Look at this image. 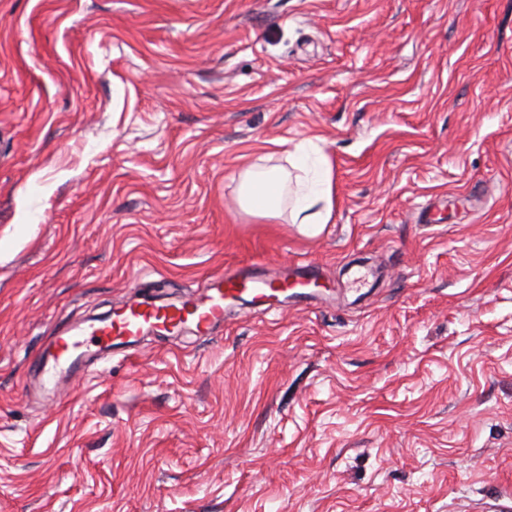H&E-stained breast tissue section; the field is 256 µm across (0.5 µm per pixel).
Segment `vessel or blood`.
<instances>
[{
	"instance_id": "vessel-or-blood-1",
	"label": "vessel or blood",
	"mask_w": 512,
	"mask_h": 512,
	"mask_svg": "<svg viewBox=\"0 0 512 512\" xmlns=\"http://www.w3.org/2000/svg\"><path fill=\"white\" fill-rule=\"evenodd\" d=\"M314 276L304 267L283 269L279 279L260 280L249 272L211 274L206 287L179 305H158L143 299L125 304L113 315L51 336L40 357L45 386H52L58 367L74 369L89 351H108L134 344L147 332L173 334L190 326L209 334L224 319V307L241 298L256 305L293 299L303 302Z\"/></svg>"
}]
</instances>
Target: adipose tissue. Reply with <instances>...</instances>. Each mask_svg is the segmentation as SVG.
<instances>
[{"label":"adipose tissue","instance_id":"ef3b65f1","mask_svg":"<svg viewBox=\"0 0 512 512\" xmlns=\"http://www.w3.org/2000/svg\"><path fill=\"white\" fill-rule=\"evenodd\" d=\"M305 152V146L299 145L292 154L296 168L302 172L294 182L276 168L245 170L238 190L240 209L264 219L289 212L292 223L302 225L309 233L328 223L334 210L332 167L323 152H315L310 158Z\"/></svg>","mask_w":512,"mask_h":512}]
</instances>
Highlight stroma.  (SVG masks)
I'll return each mask as SVG.
<instances>
[{
    "label": "stroma",
    "mask_w": 512,
    "mask_h": 512,
    "mask_svg": "<svg viewBox=\"0 0 512 512\" xmlns=\"http://www.w3.org/2000/svg\"><path fill=\"white\" fill-rule=\"evenodd\" d=\"M305 140L328 224L241 211ZM255 262L312 299L44 395L50 336ZM0 512H512V0H0Z\"/></svg>",
    "instance_id": "1"
}]
</instances>
